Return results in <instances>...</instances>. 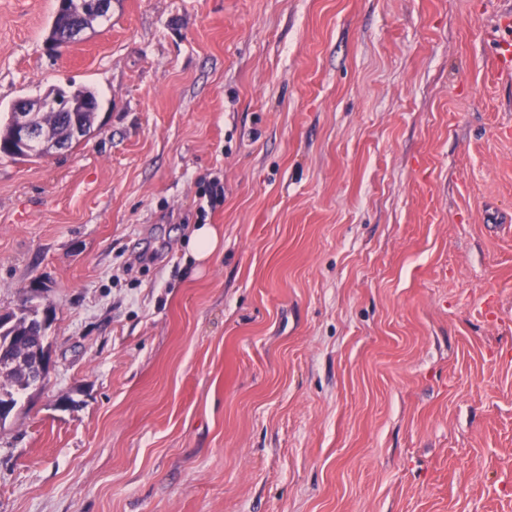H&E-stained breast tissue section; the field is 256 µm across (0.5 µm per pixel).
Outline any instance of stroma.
<instances>
[{
    "mask_svg": "<svg viewBox=\"0 0 512 512\" xmlns=\"http://www.w3.org/2000/svg\"><path fill=\"white\" fill-rule=\"evenodd\" d=\"M56 7L0 0V115L98 100L0 154V313L50 312L0 512H512V0ZM94 0H60L57 11L53 18L49 39L55 44L71 43L76 39H69L65 35L66 28L70 23H77L80 32L87 29H94V24H100L111 19L108 15L112 0H98L100 12L93 8ZM28 101L32 106L37 105L36 111L32 112L33 119L35 124L45 132L43 141L33 147L23 145L38 141L41 137L39 128L34 124L32 115L29 113L31 105ZM28 101L23 99L17 101L12 110L15 112L13 123L15 141L11 135V112L3 123L0 116V142H3L2 153L5 155L21 161L41 158L56 151H64L65 143L68 149L77 146L83 138L94 131L98 101L96 93L90 88L81 87L70 93L60 90L50 91L42 98ZM75 126L81 130L78 137L73 134ZM60 141L64 144H56L55 151L54 144ZM197 225L199 226L195 228L187 242L186 250L200 268L222 253L224 242L211 224Z\"/></svg>",
    "mask_w": 512,
    "mask_h": 512,
    "instance_id": "1",
    "label": "stroma"
}]
</instances>
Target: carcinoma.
Wrapping results in <instances>:
<instances>
[{"label":"carcinoma","mask_w":512,"mask_h":512,"mask_svg":"<svg viewBox=\"0 0 512 512\" xmlns=\"http://www.w3.org/2000/svg\"><path fill=\"white\" fill-rule=\"evenodd\" d=\"M93 0H60L53 18L49 39L55 44L71 42L65 35L66 28L77 23L79 31L94 28V25L106 22L111 16L93 8ZM37 105L33 119L45 138L33 147L20 145L11 135L12 120L6 118L0 122V142L3 154L21 161L41 158L55 152L54 144L62 141L67 147L78 145L81 140L94 131L98 101L96 93L81 87L67 93L51 91L42 98L33 101ZM48 324L39 317L36 307H22L19 312L0 315V349L9 347L12 351H21L18 342L27 336L36 345L44 346L45 331ZM33 385L25 368L18 366L12 370L0 371V405L7 403L15 408L14 396Z\"/></svg>","instance_id":"obj_1"}]
</instances>
